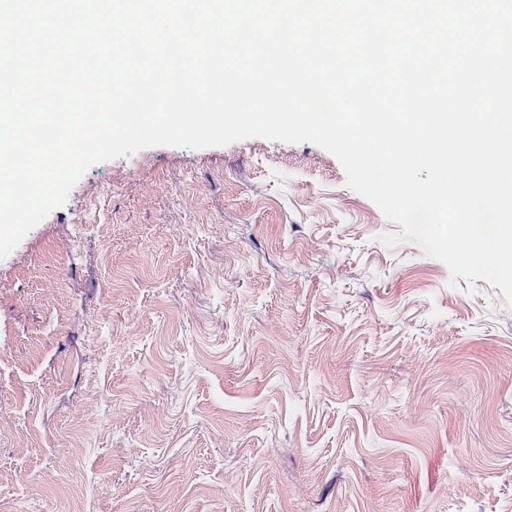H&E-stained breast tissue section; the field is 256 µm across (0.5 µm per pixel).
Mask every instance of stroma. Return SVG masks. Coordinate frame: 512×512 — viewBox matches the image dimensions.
Segmentation results:
<instances>
[{
	"instance_id": "obj_1",
	"label": "stroma",
	"mask_w": 512,
	"mask_h": 512,
	"mask_svg": "<svg viewBox=\"0 0 512 512\" xmlns=\"http://www.w3.org/2000/svg\"><path fill=\"white\" fill-rule=\"evenodd\" d=\"M399 231L310 143L89 168L0 259V512H512V306Z\"/></svg>"
}]
</instances>
